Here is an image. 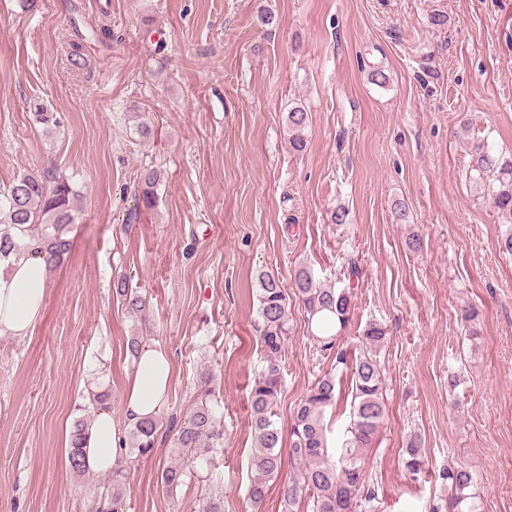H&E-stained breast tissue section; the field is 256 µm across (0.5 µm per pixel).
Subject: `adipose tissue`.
<instances>
[{
  "label": "adipose tissue",
  "mask_w": 512,
  "mask_h": 512,
  "mask_svg": "<svg viewBox=\"0 0 512 512\" xmlns=\"http://www.w3.org/2000/svg\"><path fill=\"white\" fill-rule=\"evenodd\" d=\"M49 286L47 261L37 247L11 259L7 273H0V338L21 339L38 319ZM172 374L169 355L159 347H143L133 363L125 389L124 413L135 423L153 417L163 407ZM121 434L110 411H99L86 441L90 470L110 472L120 454Z\"/></svg>",
  "instance_id": "1"
}]
</instances>
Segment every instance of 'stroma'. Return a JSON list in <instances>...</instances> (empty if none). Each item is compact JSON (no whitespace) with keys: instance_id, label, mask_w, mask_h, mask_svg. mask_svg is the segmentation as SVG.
Wrapping results in <instances>:
<instances>
[{"instance_id":"stroma-1","label":"stroma","mask_w":512,"mask_h":512,"mask_svg":"<svg viewBox=\"0 0 512 512\" xmlns=\"http://www.w3.org/2000/svg\"><path fill=\"white\" fill-rule=\"evenodd\" d=\"M434 13L447 24L429 25ZM79 35L81 69L67 59ZM377 67L386 86L370 81ZM36 100L60 116L55 133L35 124ZM297 103L309 113L301 153L284 122ZM472 130L512 154V0H0V185L57 170L78 192L39 318L26 338L0 339V512H90L106 476L69 469L70 433L92 384L127 426L134 336L168 353L173 378L122 512H198L207 483L169 494L160 472L204 380L224 414L213 461L224 512H282L277 493L258 508L247 496L248 398L261 368L258 276L289 292L301 266L349 288L350 356L369 323L386 329L369 512H426L453 464L476 471L479 512H512V254L470 178ZM146 166L164 174L151 209L134 199ZM339 207L346 223L330 219ZM123 277L147 297L146 321L117 297ZM289 308L284 428L334 363L298 302ZM414 435L425 457L415 477L402 465Z\"/></svg>"}]
</instances>
